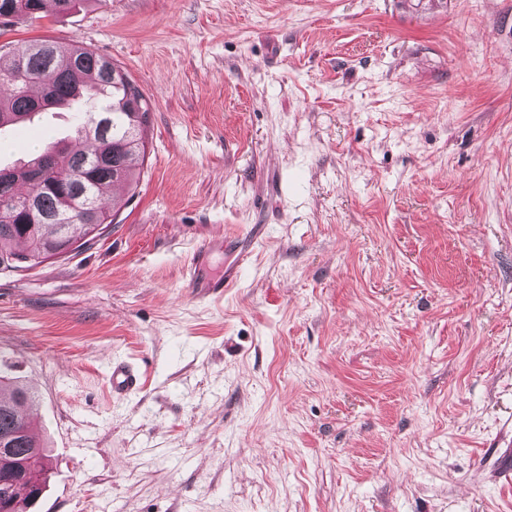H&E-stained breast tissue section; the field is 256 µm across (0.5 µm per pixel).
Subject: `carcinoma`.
I'll return each instance as SVG.
<instances>
[{
	"label": "carcinoma",
	"mask_w": 512,
	"mask_h": 512,
	"mask_svg": "<svg viewBox=\"0 0 512 512\" xmlns=\"http://www.w3.org/2000/svg\"><path fill=\"white\" fill-rule=\"evenodd\" d=\"M74 0H24L20 16L37 19L48 10L68 11ZM441 0H398L408 11L433 10ZM0 128L68 104L94 105L79 112L77 139L91 148L58 142L20 166L0 168V204L30 201L39 223L23 214L0 222V270L32 269L62 257L100 236L109 215L102 197L116 183L136 188L147 147L144 131L151 109L139 88L109 59L74 41L36 42L0 56ZM29 388L0 380V439L10 454H0V512H20L44 494L51 461L31 433L23 407L34 404Z\"/></svg>",
	"instance_id": "1"
}]
</instances>
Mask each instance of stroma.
<instances>
[{"mask_svg": "<svg viewBox=\"0 0 512 512\" xmlns=\"http://www.w3.org/2000/svg\"><path fill=\"white\" fill-rule=\"evenodd\" d=\"M90 47L151 106L135 195L0 271L38 394L35 512H512V0H76L0 45ZM0 131V167L74 132ZM237 267L223 299L189 287ZM141 387L118 395L113 360ZM224 245V237L217 240H209L199 245L194 251L192 257L187 263V274L189 276V283L192 288L195 286L196 277L198 271L202 265H204L209 257V254L216 248H220Z\"/></svg>", "mask_w": 512, "mask_h": 512, "instance_id": "35a3bbf8", "label": "stroma"}]
</instances>
